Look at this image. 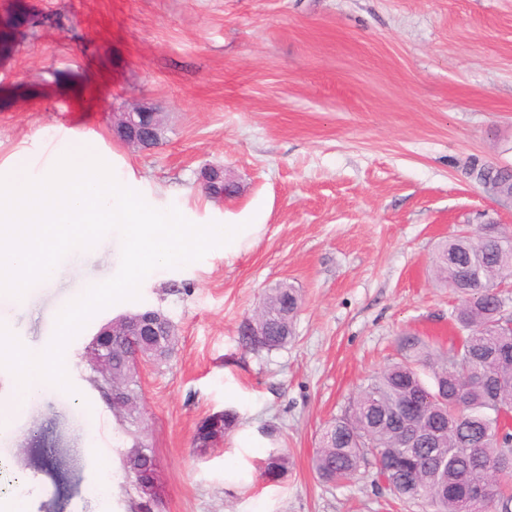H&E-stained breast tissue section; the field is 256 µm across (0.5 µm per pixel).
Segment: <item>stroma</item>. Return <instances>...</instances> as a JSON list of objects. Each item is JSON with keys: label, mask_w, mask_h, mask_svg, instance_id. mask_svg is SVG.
<instances>
[{"label": "stroma", "mask_w": 512, "mask_h": 512, "mask_svg": "<svg viewBox=\"0 0 512 512\" xmlns=\"http://www.w3.org/2000/svg\"><path fill=\"white\" fill-rule=\"evenodd\" d=\"M141 102L166 125L148 152L112 137L115 113ZM60 128L118 156L158 208L263 229L152 280L69 343L75 393L49 392L0 437V459L40 488L33 512H139L122 467L133 437L83 358L138 305L179 334L141 374L156 512H422L367 476L322 483L310 459L403 337L448 346L460 298L434 276L437 247L466 226L512 233V198L474 173L512 168V0H0V169L42 160ZM209 165L239 193L208 198ZM120 262L115 236L70 261L13 313L24 344H48L61 305ZM282 282L302 296L291 342L244 349V321ZM222 410L236 425L198 453V424ZM88 438L112 459L104 508L93 457L75 452ZM281 448L288 473L262 478Z\"/></svg>", "instance_id": "1"}]
</instances>
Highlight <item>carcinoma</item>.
<instances>
[{"mask_svg":"<svg viewBox=\"0 0 512 512\" xmlns=\"http://www.w3.org/2000/svg\"><path fill=\"white\" fill-rule=\"evenodd\" d=\"M486 179L508 190L512 170L484 167ZM433 264L448 287L468 291L454 312L464 333L448 348L414 337L401 342L400 360L364 387L344 416L322 429L312 459L326 483L361 473L388 483L390 493L429 512H512V427L498 422L512 411V313L489 295V287L512 279V234L491 230L486 241L462 230L437 250ZM271 335L259 340L241 331V344L254 352L279 349L292 340L301 296L293 286L272 288L263 299ZM130 344L112 347V384L131 402L113 411L122 424L140 427L142 401L137 382L127 376ZM137 454L122 465L134 479L149 474L156 454L135 440ZM286 451L271 453L261 477L288 472Z\"/></svg>","mask_w":512,"mask_h":512,"instance_id":"carcinoma-1","label":"carcinoma"}]
</instances>
